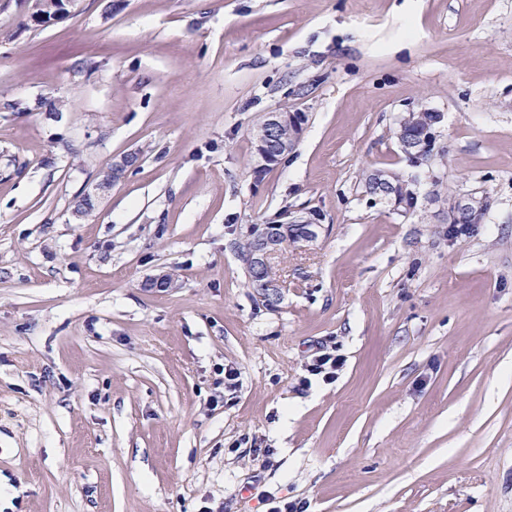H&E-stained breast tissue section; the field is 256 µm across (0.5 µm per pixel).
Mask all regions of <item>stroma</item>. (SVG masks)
Wrapping results in <instances>:
<instances>
[{
    "mask_svg": "<svg viewBox=\"0 0 512 512\" xmlns=\"http://www.w3.org/2000/svg\"><path fill=\"white\" fill-rule=\"evenodd\" d=\"M35 3L0 0V512H512V0ZM451 192L494 201L457 240ZM311 210L263 305L230 239ZM293 115V112L285 110L268 113L264 122L265 138L259 140L254 147V167L263 168L273 157L272 154L285 155L293 151L299 140L289 141L288 137H282L281 133L294 120ZM417 113L418 112H406L399 119L393 131L399 144L401 141L405 142L409 137H419L428 133L423 117H420ZM134 160L135 157L130 155L125 157L120 163L112 164V168L106 172L103 179L97 185L96 191L93 194H87L86 197L92 200L97 207L106 192L112 188V184L122 177L125 169L130 166ZM116 177H118V179H116ZM343 362L340 356L320 350L312 357L307 371L312 375H322L325 380L332 381Z\"/></svg>",
    "mask_w": 512,
    "mask_h": 512,
    "instance_id": "stroma-1",
    "label": "stroma"
}]
</instances>
